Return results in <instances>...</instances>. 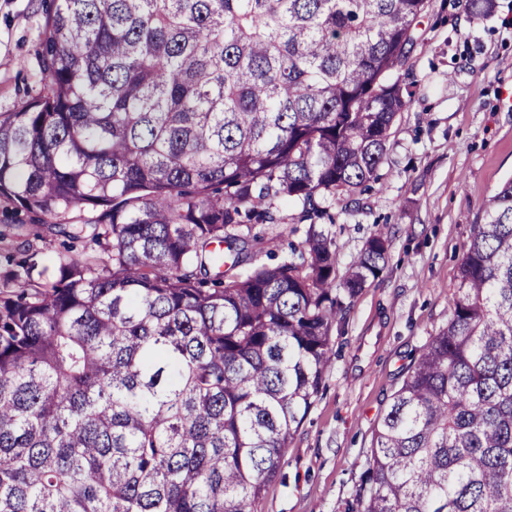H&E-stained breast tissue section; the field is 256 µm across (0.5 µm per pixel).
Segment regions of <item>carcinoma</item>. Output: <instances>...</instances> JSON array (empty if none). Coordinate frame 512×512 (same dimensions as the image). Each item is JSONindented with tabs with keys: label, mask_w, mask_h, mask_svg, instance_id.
I'll use <instances>...</instances> for the list:
<instances>
[{
	"label": "carcinoma",
	"mask_w": 512,
	"mask_h": 512,
	"mask_svg": "<svg viewBox=\"0 0 512 512\" xmlns=\"http://www.w3.org/2000/svg\"><path fill=\"white\" fill-rule=\"evenodd\" d=\"M429 0H56L41 92L0 113V197L92 228L0 289V512H254L388 263L336 274ZM305 237L275 246V202ZM347 512H512V179L448 323L409 355Z\"/></svg>",
	"instance_id": "1"
}]
</instances>
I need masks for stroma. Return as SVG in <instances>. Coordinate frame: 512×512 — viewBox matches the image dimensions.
I'll list each match as a JSON object with an SVG mask.
<instances>
[{
	"instance_id": "1",
	"label": "stroma",
	"mask_w": 512,
	"mask_h": 512,
	"mask_svg": "<svg viewBox=\"0 0 512 512\" xmlns=\"http://www.w3.org/2000/svg\"><path fill=\"white\" fill-rule=\"evenodd\" d=\"M47 7L0 0V113L40 90L32 73ZM420 29L415 96L392 130L381 181L336 226L338 272L378 230L388 265L348 309L322 388L256 512H345L407 356L447 324L471 229L512 178V0H491L480 18L468 0H430ZM63 241L0 198V277L33 250L54 279Z\"/></svg>"
}]
</instances>
